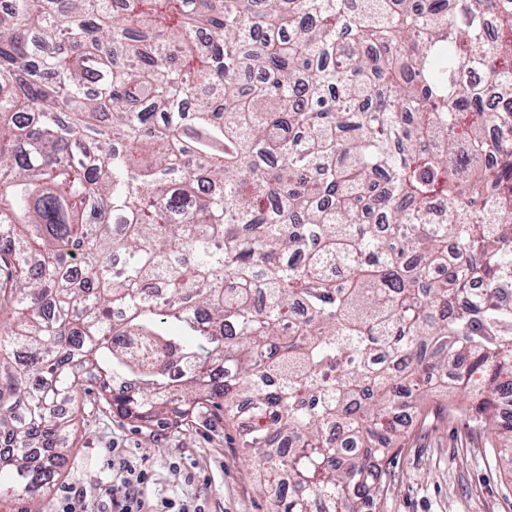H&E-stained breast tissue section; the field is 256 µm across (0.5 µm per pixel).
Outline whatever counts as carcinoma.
<instances>
[{"label": "carcinoma", "mask_w": 512, "mask_h": 512, "mask_svg": "<svg viewBox=\"0 0 512 512\" xmlns=\"http://www.w3.org/2000/svg\"><path fill=\"white\" fill-rule=\"evenodd\" d=\"M471 64L512 94V0L0 4V487L54 486L79 387L250 400L273 512L377 507L424 391L512 451V108Z\"/></svg>", "instance_id": "cac0c4a2"}]
</instances>
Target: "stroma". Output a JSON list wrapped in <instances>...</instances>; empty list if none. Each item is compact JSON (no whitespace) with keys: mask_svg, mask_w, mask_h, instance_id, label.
<instances>
[{"mask_svg":"<svg viewBox=\"0 0 512 512\" xmlns=\"http://www.w3.org/2000/svg\"><path fill=\"white\" fill-rule=\"evenodd\" d=\"M70 451L54 487L36 499L0 493V512H57L71 487L87 494L88 512H112L106 495L115 480L110 458L143 464L152 475L141 491L152 512L170 500L202 512H270L258 474L241 448L245 422L204 406L183 425L148 428L81 395ZM414 419L402 448L389 457V489L381 512H512V457L490 459L491 430L471 419L436 413Z\"/></svg>","mask_w":512,"mask_h":512,"instance_id":"35a3bbf8","label":"stroma"}]
</instances>
